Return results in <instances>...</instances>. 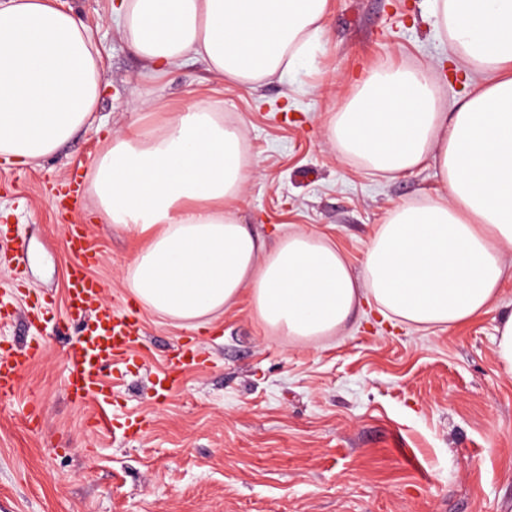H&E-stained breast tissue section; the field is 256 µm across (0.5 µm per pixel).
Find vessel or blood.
Returning a JSON list of instances; mask_svg holds the SVG:
<instances>
[{
    "instance_id": "obj_1",
    "label": "vessel or blood",
    "mask_w": 512,
    "mask_h": 512,
    "mask_svg": "<svg viewBox=\"0 0 512 512\" xmlns=\"http://www.w3.org/2000/svg\"><path fill=\"white\" fill-rule=\"evenodd\" d=\"M67 247L71 258L69 316L77 321L86 313H93L95 328L89 336L71 345L66 386L74 400L101 403L105 400L101 383L103 369L130 352L141 326L135 316L117 313L102 303L103 284L87 273L98 261L99 252L85 225H71ZM40 355L41 346L37 343L21 350L0 344V400L15 396L24 370Z\"/></svg>"
}]
</instances>
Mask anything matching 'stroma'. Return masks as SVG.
Masks as SVG:
<instances>
[{"label":"stroma","mask_w":512,"mask_h":512,"mask_svg":"<svg viewBox=\"0 0 512 512\" xmlns=\"http://www.w3.org/2000/svg\"><path fill=\"white\" fill-rule=\"evenodd\" d=\"M91 30L104 86L93 121L54 154L18 166L0 158V342H39L13 400L0 402V512H512V374L495 358V326L512 312V278L487 315L417 331L359 315L346 336L304 343L261 323L248 297L207 325L164 318L128 285L140 234L94 220L84 192L74 211L50 189L92 176L104 132L217 102L242 129L252 176L241 223L273 236L311 230L360 269L378 224L397 205L443 194L424 164L394 177L339 159L322 137L358 83L385 64L424 66L450 104L480 80L433 26L432 0H331L308 53L254 90L219 83L189 62L145 76L119 31L115 0H54ZM87 225L101 254L92 277L104 301L131 307L142 334L126 363L106 371L101 405L67 392L68 227ZM22 276L28 300L11 287ZM37 321H29L30 313ZM193 345L198 365L167 373ZM169 391L155 394L159 377ZM40 411L30 428L24 414ZM107 420L104 429L94 416Z\"/></svg>","instance_id":"35a3bbf8"}]
</instances>
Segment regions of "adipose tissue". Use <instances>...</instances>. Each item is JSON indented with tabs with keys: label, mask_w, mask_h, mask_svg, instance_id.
Returning a JSON list of instances; mask_svg holds the SVG:
<instances>
[{
	"label": "adipose tissue",
	"mask_w": 512,
	"mask_h": 512,
	"mask_svg": "<svg viewBox=\"0 0 512 512\" xmlns=\"http://www.w3.org/2000/svg\"><path fill=\"white\" fill-rule=\"evenodd\" d=\"M330 0H118L122 36L158 78L188 61L254 88L294 66ZM439 34L488 82L443 107L429 69L385 66L323 128L344 160L395 176L426 161L446 192L393 209L360 272L309 230L275 239L240 223L251 176L239 127L201 104L155 129L110 136L93 162L107 223L138 231L133 296L173 320L224 313L248 295L260 321L313 341L347 332L360 310L417 330L489 313L512 256V0H433ZM103 81L87 26L51 0H0V155L53 154L87 122Z\"/></svg>",
	"instance_id": "ef3b65f1"
}]
</instances>
